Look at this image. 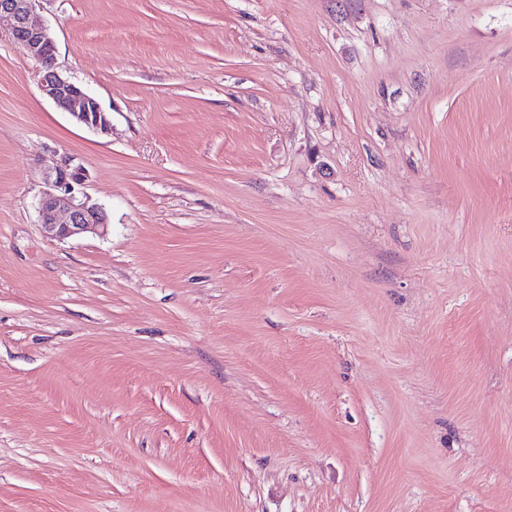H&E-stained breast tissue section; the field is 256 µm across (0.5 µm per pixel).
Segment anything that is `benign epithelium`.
Returning a JSON list of instances; mask_svg holds the SVG:
<instances>
[{
  "instance_id": "benign-epithelium-1",
  "label": "benign epithelium",
  "mask_w": 512,
  "mask_h": 512,
  "mask_svg": "<svg viewBox=\"0 0 512 512\" xmlns=\"http://www.w3.org/2000/svg\"><path fill=\"white\" fill-rule=\"evenodd\" d=\"M37 0H0V17L11 22L14 45L40 65L39 89L57 110L93 131L107 134L111 118L96 97L66 77L57 66L55 40L49 28L33 20ZM88 172L67 158L45 169L47 189L37 201L40 224L47 236L66 240L105 228V209L84 191Z\"/></svg>"
}]
</instances>
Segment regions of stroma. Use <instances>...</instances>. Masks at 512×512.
Wrapping results in <instances>:
<instances>
[{"label": "stroma", "mask_w": 512, "mask_h": 512, "mask_svg": "<svg viewBox=\"0 0 512 512\" xmlns=\"http://www.w3.org/2000/svg\"><path fill=\"white\" fill-rule=\"evenodd\" d=\"M34 18L112 129L0 20V512H512V0ZM38 0H1L0 19L8 17L14 45L40 65L39 89L57 110L97 133L111 130L109 112L96 97L66 77L57 66L55 40L47 26L33 20ZM88 172L67 158L45 169L47 189L37 201L39 224L50 238L66 240L110 224L105 209L84 191Z\"/></svg>", "instance_id": "1"}]
</instances>
